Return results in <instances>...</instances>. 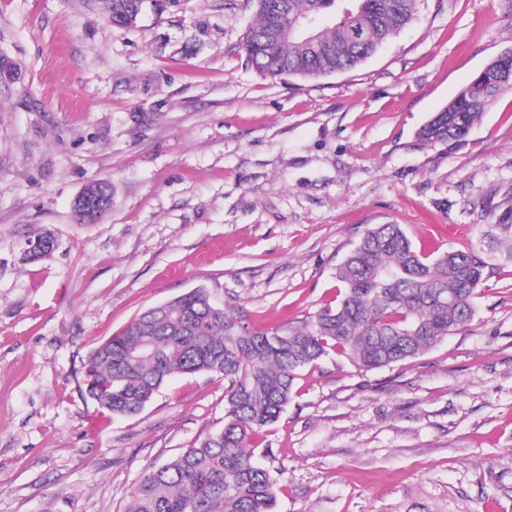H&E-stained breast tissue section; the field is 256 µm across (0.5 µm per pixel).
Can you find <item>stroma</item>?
<instances>
[{
	"mask_svg": "<svg viewBox=\"0 0 512 512\" xmlns=\"http://www.w3.org/2000/svg\"><path fill=\"white\" fill-rule=\"evenodd\" d=\"M255 0H175L137 27L100 0H0V512H124L131 486L224 425V380L170 377L100 413L82 365L138 312L203 286L257 328L336 306L374 224L483 257L436 347L306 368L258 440L276 512H512V89L456 146L419 132L512 49V0H418L352 71L263 79ZM112 207L77 224L93 180ZM53 252L28 260V234Z\"/></svg>",
	"mask_w": 512,
	"mask_h": 512,
	"instance_id": "35a3bbf8",
	"label": "stroma"
}]
</instances>
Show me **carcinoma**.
<instances>
[{
    "label": "carcinoma",
    "instance_id": "1",
    "mask_svg": "<svg viewBox=\"0 0 512 512\" xmlns=\"http://www.w3.org/2000/svg\"><path fill=\"white\" fill-rule=\"evenodd\" d=\"M103 0L113 25L134 28L146 2ZM418 0H256L257 20L241 48L262 77L321 78L355 68L414 21ZM313 20L318 45L307 40ZM474 78L420 131L429 144L456 145L493 98L512 89ZM108 184L88 185L73 202L90 224L112 208ZM487 262L464 251L416 250L399 224H376L338 267L340 299L297 327L254 331L207 288L152 306L109 337L84 366L88 396L112 416L140 414L177 373L224 378V426L159 468L129 492L126 512H273L274 480L255 459V436L280 416L306 368L335 353L372 370L417 357L473 317Z\"/></svg>",
    "mask_w": 512,
    "mask_h": 512
}]
</instances>
